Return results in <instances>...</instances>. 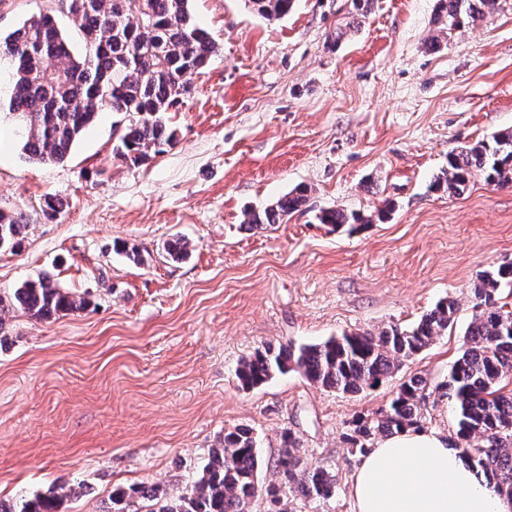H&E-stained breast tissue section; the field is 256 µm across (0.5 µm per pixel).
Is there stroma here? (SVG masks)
<instances>
[{
    "mask_svg": "<svg viewBox=\"0 0 512 512\" xmlns=\"http://www.w3.org/2000/svg\"><path fill=\"white\" fill-rule=\"evenodd\" d=\"M435 3L295 0L268 20L247 0H192L216 50L169 115L175 144L137 168L114 159L109 112L65 162L29 161L0 70V210L27 222L19 247L0 248V294L47 274L87 301L50 321L0 313L1 499L66 483L79 493L63 512H108L117 487L192 479L243 424L261 481L287 429L307 465L335 474L332 499L292 494L288 512H353L351 420L411 376L446 380L478 274L512 261V186L478 174L459 197L430 188L450 152L512 127V0H489L433 51ZM299 185L302 211L248 229L247 211ZM49 195L66 203L52 220ZM329 209L365 221L336 230L319 221ZM175 238L189 243L180 261L164 252ZM446 297L453 328L357 396L296 372L236 380L264 345L408 327Z\"/></svg>",
    "mask_w": 512,
    "mask_h": 512,
    "instance_id": "stroma-1",
    "label": "stroma"
}]
</instances>
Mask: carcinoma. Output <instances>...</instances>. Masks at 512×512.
<instances>
[{
    "label": "carcinoma",
    "instance_id": "1",
    "mask_svg": "<svg viewBox=\"0 0 512 512\" xmlns=\"http://www.w3.org/2000/svg\"><path fill=\"white\" fill-rule=\"evenodd\" d=\"M192 0H51L47 13L32 16L0 38V53L8 52L13 80L9 111L25 124L23 151L38 163L66 160L81 133L102 111L121 116L112 148L113 158L129 167L144 165L170 147L175 133L167 113L190 96V77L209 64L214 43L197 26ZM490 0H437L439 35L429 48L440 46L466 22L483 17ZM261 16L281 18L294 0H250ZM68 18L83 44L75 53L54 14ZM496 184L512 183V129L495 133L448 155V169L436 176L431 189L450 197L462 195L474 173ZM307 189L296 188L275 203L247 213L249 228L283 224L301 211ZM320 223L337 230L364 222L357 214L328 210ZM24 215L0 211V240L19 241ZM512 288V262L485 270L472 288L475 314L465 332L462 353L448 368V380L436 386L456 420L458 450L486 475L494 491L512 500V310L498 304L503 288ZM85 301L44 275L0 296L1 309H17L37 320L82 309ZM458 311L450 298L439 300L410 327L390 325L378 332L344 333L319 344L292 341L267 346L243 358L235 371L243 388H254L278 374L298 372L308 381L344 395H357L399 370L402 362L421 352L453 326ZM431 396L427 381H404L390 404L370 417L350 422L345 441L365 450L379 435L419 431L426 424ZM261 458L253 429L235 426L209 449L208 460L191 488L169 491L161 485L131 486L112 491L109 512H251L255 498L269 499L267 512H288V493L307 500L328 499L336 476L309 467L299 455V440L282 434L276 465L277 480L258 482ZM74 490L59 486L46 494L22 498L0 512H60Z\"/></svg>",
    "mask_w": 512,
    "mask_h": 512
}]
</instances>
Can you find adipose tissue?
Segmentation results:
<instances>
[{"instance_id":"1","label":"adipose tissue","mask_w":512,"mask_h":512,"mask_svg":"<svg viewBox=\"0 0 512 512\" xmlns=\"http://www.w3.org/2000/svg\"><path fill=\"white\" fill-rule=\"evenodd\" d=\"M353 512H512L442 432L380 440L351 486Z\"/></svg>"}]
</instances>
